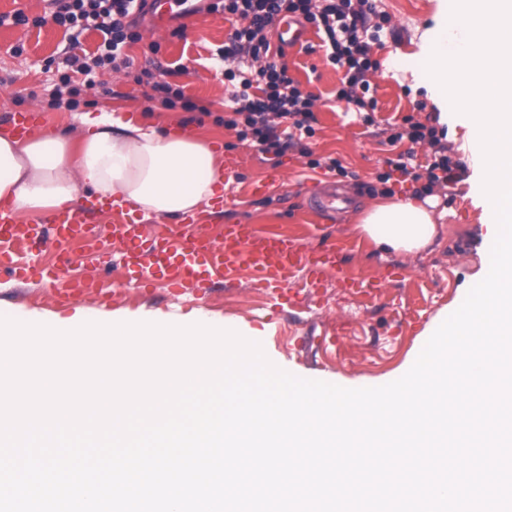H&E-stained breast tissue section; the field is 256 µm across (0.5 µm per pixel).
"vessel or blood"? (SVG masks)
Segmentation results:
<instances>
[{
	"instance_id": "1",
	"label": "vessel or blood",
	"mask_w": 512,
	"mask_h": 512,
	"mask_svg": "<svg viewBox=\"0 0 512 512\" xmlns=\"http://www.w3.org/2000/svg\"><path fill=\"white\" fill-rule=\"evenodd\" d=\"M307 28L297 19L281 17L275 29L277 42L284 47L305 42ZM43 120L37 109L21 107L13 111L7 123L0 125V134L28 136ZM288 175L286 166L272 165L266 175L252 182L249 192L266 197L280 191ZM232 194L217 197L209 212L187 214L164 236L152 235L145 223L128 215L112 200L93 195L57 211L51 219L52 235H45L42 225L21 219L8 206L0 204V273L17 280L37 277L48 281L63 280L57 297L61 302L78 300L97 285V272L107 270L112 263V245H119L125 266L127 284L138 288L163 286L170 291L191 288L204 282L220 280L231 284L250 277L272 290L291 288L296 274H303L310 295H318L328 275H335L341 288L359 286V279L350 275L337 244L321 249L306 246L299 238L288 235L273 224H228L219 238H212L205 225L210 213L223 212L233 203ZM353 199L340 186L319 182L313 188L308 210L329 220L351 206ZM112 218L109 233L97 227L100 216ZM81 240L95 247L90 273L61 276L60 266L69 264L67 243ZM20 242L39 249L52 246L59 253L60 265L55 269L18 264L7 245Z\"/></svg>"
}]
</instances>
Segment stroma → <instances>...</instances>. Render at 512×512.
<instances>
[{
	"instance_id": "1",
	"label": "stroma",
	"mask_w": 512,
	"mask_h": 512,
	"mask_svg": "<svg viewBox=\"0 0 512 512\" xmlns=\"http://www.w3.org/2000/svg\"><path fill=\"white\" fill-rule=\"evenodd\" d=\"M376 5L389 15L392 30L382 35L381 46L373 50L380 63L370 76L378 101L373 124L364 123L359 114L337 101L343 73L329 62L318 36L286 52L289 76L315 97L317 123L308 141L312 157L338 159L348 171L343 184L357 198L354 208L337 213L327 224H317L306 213L305 193L315 179H329L333 173L324 167L309 168L308 158L297 150H288L281 158L288 166V184L282 191L265 198L250 197L245 191L274 157L240 141L235 130L224 128L221 122L229 90L218 51L232 31L223 12L176 14L158 33L151 32L149 21H142L141 41L125 48L130 67L118 73L102 71L100 84L92 87L84 86V77L78 73L72 81L79 89V111L105 108L137 120L147 112L155 124L171 130L186 122L193 134L221 145L225 155L236 158L237 168L229 180L236 202L225 211V222L279 224L314 248L337 242L346 253L350 271L363 279L399 267V276L381 296L370 299L361 292L342 290L332 277L318 299L302 291L291 300L246 278L174 295L164 290L140 291L107 270L101 272L100 280L110 298L103 300L91 293L68 307L58 305L57 285L37 279L19 283L0 274V309L18 317L58 320L112 311L187 321L202 311L234 324L243 337L261 343L272 363L300 378L364 388L388 384L406 373L421 344L483 279V255L491 243V231L483 224L482 209L471 193L480 182V169L467 128L462 117L452 115L445 142L449 156L460 161L465 172L459 182L442 183L432 191L437 199L434 214L443 224L433 245L414 254L380 253L368 238L351 232V224L382 200L380 193L368 192L366 186L392 155L386 143L391 125L410 116L429 126L438 113L433 88L405 71L401 60L419 51L423 33L437 29L439 0H377ZM18 10L26 15V23L0 27V120L28 106L41 111L48 129L64 131L73 111L48 105L49 93L59 81L58 66L68 55L95 52L101 37L88 31L81 35L80 47H71L63 27L47 22V0H0V13ZM40 17L45 20L41 26L36 23ZM152 42L158 43V52L149 51ZM146 69L183 89L199 104V111L162 107L153 99L151 86L141 79Z\"/></svg>"
}]
</instances>
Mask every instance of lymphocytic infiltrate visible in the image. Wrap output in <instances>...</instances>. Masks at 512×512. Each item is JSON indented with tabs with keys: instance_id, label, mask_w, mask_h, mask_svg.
<instances>
[{
	"instance_id": "obj_1",
	"label": "lymphocytic infiltrate",
	"mask_w": 512,
	"mask_h": 512,
	"mask_svg": "<svg viewBox=\"0 0 512 512\" xmlns=\"http://www.w3.org/2000/svg\"><path fill=\"white\" fill-rule=\"evenodd\" d=\"M51 3L50 18L65 28L71 45H78L80 35L89 30L102 36L91 61L81 62V72L89 75L97 68L118 72L129 66L124 48L141 39L131 17L144 12L146 0H51ZM221 7L233 27L220 52L221 59L229 63L224 79L233 88L232 115L225 119L224 125L236 130L240 140L277 157L292 148L305 157L311 154L307 146L296 145L295 140L315 134V98L302 91L289 76L285 51L272 45L274 25L284 14L313 25L331 62L343 69L337 100L353 106L359 113L375 111L377 100L368 76L378 69L379 63L372 57V46L379 43L390 18L378 11L374 0H222ZM244 56L258 63L254 74L247 76L241 69L231 68L232 60ZM280 119L290 122V133L279 131L276 122ZM403 122L401 129L388 136V144L394 146L404 141L423 144L432 149L433 158L419 172L409 170L404 158L387 159L386 171L376 175L383 194H391L390 184L398 174L421 182L425 194L432 192L437 184L458 182L463 168L448 156L443 143L444 130L409 116Z\"/></svg>"
}]
</instances>
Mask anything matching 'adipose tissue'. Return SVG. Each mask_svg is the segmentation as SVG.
<instances>
[{
	"label": "adipose tissue",
	"mask_w": 512,
	"mask_h": 512,
	"mask_svg": "<svg viewBox=\"0 0 512 512\" xmlns=\"http://www.w3.org/2000/svg\"><path fill=\"white\" fill-rule=\"evenodd\" d=\"M69 134L0 135V202L42 219L89 189L130 213L163 221L195 212L224 189V155L188 133L160 130L115 112H78ZM433 200L374 204L355 224L380 249L414 253L439 235Z\"/></svg>",
	"instance_id": "1"
}]
</instances>
